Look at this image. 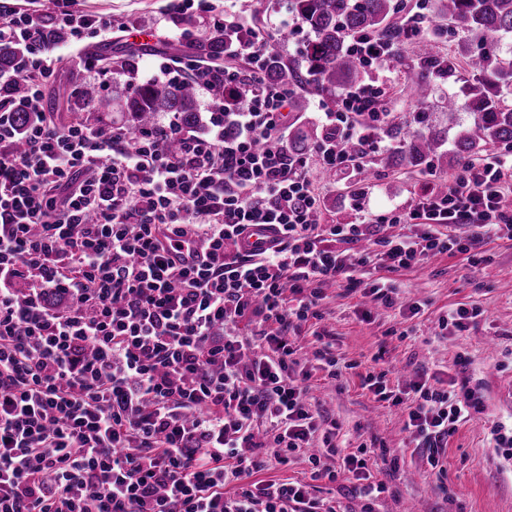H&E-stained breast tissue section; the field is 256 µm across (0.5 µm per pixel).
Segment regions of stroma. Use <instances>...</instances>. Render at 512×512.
I'll list each match as a JSON object with an SVG mask.
<instances>
[{"label":"stroma","instance_id":"obj_1","mask_svg":"<svg viewBox=\"0 0 512 512\" xmlns=\"http://www.w3.org/2000/svg\"><path fill=\"white\" fill-rule=\"evenodd\" d=\"M215 12L243 13L249 24L276 32L283 21L295 19L290 0H211ZM169 0H78L77 8L101 20L126 22L143 28L150 40L140 43L126 33L89 38L77 45L62 46L63 59L45 90L53 102L56 122L86 120V111L75 110L74 101L85 83L78 68L80 56L111 45L113 57L137 69L139 82L152 81L162 57L168 56L170 33L158 20ZM412 59L404 49L379 74L384 83L383 105L403 135H411L415 103L406 80ZM397 146L384 137L379 152L372 154L367 177L341 171L335 180L311 168L310 179L323 197L324 221L328 224H364L385 210L406 207L430 178L392 166ZM477 258L455 252L440 254L407 270L395 272L363 267L365 283L385 282L397 288L401 306L368 302L348 291L344 284L323 288L321 321L303 327L301 357L311 356L328 345L343 369L333 381L312 377V408L335 419L340 427L336 444L388 448L397 467L379 465L372 474L387 491L377 512H512V460L491 452L494 426L512 429V238L503 237L477 248ZM419 305L411 313L410 305ZM461 304L479 307L480 314L467 328L441 331L439 319ZM375 369L389 372L392 382L409 388L416 376L455 377L479 387L484 409L460 424L449 437L443 459L444 474L436 476L414 449L398 408H383L363 386L365 375Z\"/></svg>","mask_w":512,"mask_h":512}]
</instances>
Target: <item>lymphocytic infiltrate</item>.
<instances>
[{
    "instance_id": "obj_1",
    "label": "lymphocytic infiltrate",
    "mask_w": 512,
    "mask_h": 512,
    "mask_svg": "<svg viewBox=\"0 0 512 512\" xmlns=\"http://www.w3.org/2000/svg\"><path fill=\"white\" fill-rule=\"evenodd\" d=\"M187 15L222 32L225 61L168 58L158 79L195 82L205 135L174 118L136 135L40 119L21 135L0 98V512H337L304 485L251 476L264 455L284 465L317 440L337 452L335 429L306 401L296 339L318 317L324 284L360 289L333 243L356 241L362 227L313 223L321 199L309 170L362 168L390 118L382 88L338 92L319 114L321 139L295 156L287 110L297 89L266 76L271 36L210 0H171L159 23ZM175 36L197 38L185 27ZM17 44L26 51L14 76L41 108L54 44L39 16L0 0V49ZM349 44L373 73L404 42ZM245 79L253 93L238 105L231 90ZM511 179L512 161L494 151L447 191L427 185L408 208L375 217L417 233L376 240L365 261L399 271L496 238L512 225ZM255 226L271 247L250 249ZM365 384L402 407L437 471L449 436L483 407L479 389L452 379L418 378L408 399L386 371Z\"/></svg>"
}]
</instances>
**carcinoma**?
Masks as SVG:
<instances>
[{
    "instance_id": "1",
    "label": "carcinoma",
    "mask_w": 512,
    "mask_h": 512,
    "mask_svg": "<svg viewBox=\"0 0 512 512\" xmlns=\"http://www.w3.org/2000/svg\"><path fill=\"white\" fill-rule=\"evenodd\" d=\"M431 13L447 21L428 36L414 43L416 55L408 72L410 88L418 112L413 120L420 132L400 141L393 161L397 166L425 173L439 162L462 169L471 157L489 146L512 148V107L505 99L512 97V51L502 49V40L512 36V0H428ZM293 9L301 24L312 34L301 50L306 71L285 65L279 41L273 42L267 59L269 79L284 85L301 83L306 92L293 98L291 108L301 111L307 96L322 98L335 95L336 88L365 81L367 72L349 49L346 35L364 32L391 37L400 31L387 24L395 13L393 0H293ZM452 34L458 37L456 47L442 54L440 43ZM24 47L0 50V74L13 69ZM467 61L470 75L466 80L464 100L448 99L443 115L448 117L446 130L455 131L453 148L443 149L445 136L435 129L430 113L424 111L433 96L435 78L453 79L458 65ZM0 95L13 104V120L19 131L37 120L26 108L28 88L20 79L0 87ZM196 88L185 81L175 86L162 83H137L129 88L124 106L131 124L127 132L134 134L152 125L161 112L177 116L189 128L198 123ZM471 116L463 122V115ZM318 140V135L300 131L292 135L294 154L304 155Z\"/></svg>"
}]
</instances>
